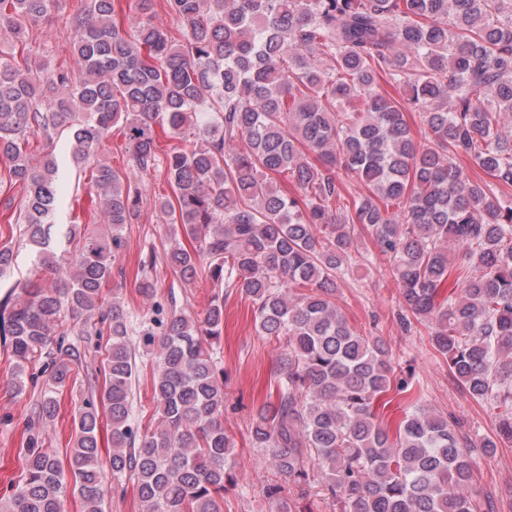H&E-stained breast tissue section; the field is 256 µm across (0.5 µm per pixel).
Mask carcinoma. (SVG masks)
Returning <instances> with one entry per match:
<instances>
[{
  "label": "carcinoma",
  "mask_w": 512,
  "mask_h": 512,
  "mask_svg": "<svg viewBox=\"0 0 512 512\" xmlns=\"http://www.w3.org/2000/svg\"><path fill=\"white\" fill-rule=\"evenodd\" d=\"M55 2L0 0V32L18 48H0V185L25 191L8 223L34 256L31 277L0 295V336L16 393L40 386L37 419L56 418L57 395L92 379L87 358L100 352L103 391L88 387L66 461L30 435L0 512H62L70 490L83 512H104L105 463L112 481L135 485L141 512H223L237 461L217 349L234 291L253 301L261 335L286 344L277 398L248 435L289 487L320 485L334 512H493L468 488L474 455L496 441L474 444L418 405L385 423L388 395L409 383L350 325L336 288L368 261L361 228L391 262L402 327L428 324L467 394L504 408L497 433L512 440V0H139L134 20L121 0H81L68 22L78 75L24 54ZM159 9L183 40L153 22ZM117 124L122 170L107 157ZM33 135L65 136L97 198L92 223L54 222L68 181L53 151H29ZM464 158L488 179L470 178ZM155 173L171 189L153 201L168 232L140 258L134 288L153 304L136 311L103 289ZM350 179L362 191L334 207ZM18 252L0 245V281ZM161 263L174 276L165 303L149 275ZM47 275L49 288L37 282ZM200 281L215 288L201 317L175 292ZM134 336L152 365L144 430L133 423ZM286 487H267L270 512H297Z\"/></svg>",
  "instance_id": "1"
}]
</instances>
